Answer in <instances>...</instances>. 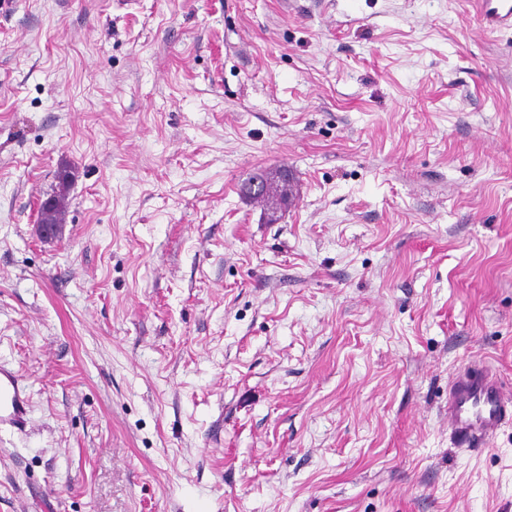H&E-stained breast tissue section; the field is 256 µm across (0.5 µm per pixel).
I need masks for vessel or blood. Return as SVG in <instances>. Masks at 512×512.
<instances>
[{
	"mask_svg": "<svg viewBox=\"0 0 512 512\" xmlns=\"http://www.w3.org/2000/svg\"><path fill=\"white\" fill-rule=\"evenodd\" d=\"M477 16L491 28L512 26V0H478ZM29 396L19 375L0 366V427L25 423ZM512 422V397L500 378L484 366L461 365L448 385V427L452 443L481 452L506 424Z\"/></svg>",
	"mask_w": 512,
	"mask_h": 512,
	"instance_id": "obj_1",
	"label": "vessel or blood"
}]
</instances>
